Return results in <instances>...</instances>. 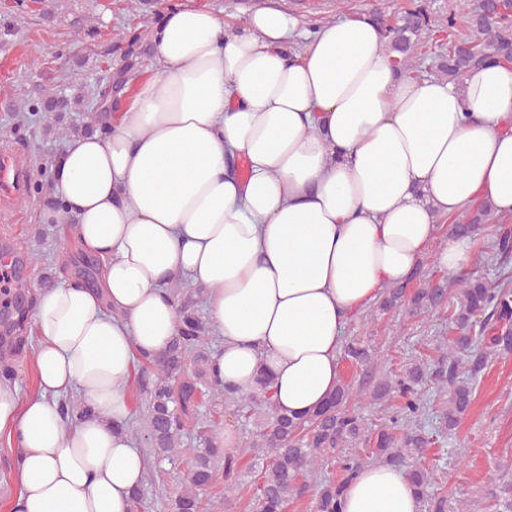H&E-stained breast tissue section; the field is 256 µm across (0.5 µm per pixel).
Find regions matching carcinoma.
I'll return each instance as SVG.
<instances>
[{
    "instance_id": "carcinoma-1",
    "label": "carcinoma",
    "mask_w": 512,
    "mask_h": 512,
    "mask_svg": "<svg viewBox=\"0 0 512 512\" xmlns=\"http://www.w3.org/2000/svg\"><path fill=\"white\" fill-rule=\"evenodd\" d=\"M374 21L379 25L386 47L402 55L396 64L408 68L414 50L425 34L424 47L438 48V72L450 82L460 83L467 73L495 60H512V0H450L448 12L430 16L428 0H412V7L392 16L390 0H382ZM87 94L52 95L41 105L48 124L44 133L61 135L89 129V126L62 125V114L74 112L85 103ZM494 220L488 210L467 213L452 221L450 232L477 237L483 225ZM503 260L512 256V229L500 225L494 242ZM417 288L408 285L384 290L378 309L382 312L404 309L418 315L447 301L448 332L439 338V352L433 366L417 359L394 375L378 378L369 391L371 403L383 416L372 428L349 407L353 387L342 381L327 404L306 418L290 417L277 409L266 377L259 380L260 392L229 395L213 380L210 371L214 354L210 328L185 286L171 288L174 301L181 302L178 336L159 359H140V390L146 394L143 422L134 433L142 434L155 462L176 463L184 454L192 456L188 485L166 499L165 512H202L199 491L224 483V501L237 489L236 481L246 460L260 461L259 478L252 491V512H288V505L311 500V512H340L345 485L375 459L388 466L403 467L428 512H470L466 499L448 503L431 492V472L421 463L426 450L436 443L434 433L425 430L428 402L422 385L432 378L449 388L438 429L444 434L455 429L469 410L479 374L488 355L512 353V275L503 274L495 282L472 272L440 281L418 272ZM4 305L18 318L8 334L0 338V378H11L7 356L21 351L25 310L10 298ZM344 357L364 366L378 361L374 349L360 339H351ZM215 407L233 406L249 411V418L262 419L256 432L249 434L236 454L224 450L217 436L218 427L199 419V400ZM194 437L197 447H184L183 439ZM338 461L339 479L323 477L320 470L328 461ZM505 465L497 466L483 488L493 512H512V478Z\"/></svg>"
}]
</instances>
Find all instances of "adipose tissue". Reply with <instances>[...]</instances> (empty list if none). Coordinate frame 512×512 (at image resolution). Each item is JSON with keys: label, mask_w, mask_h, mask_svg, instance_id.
<instances>
[{"label": "adipose tissue", "mask_w": 512, "mask_h": 512, "mask_svg": "<svg viewBox=\"0 0 512 512\" xmlns=\"http://www.w3.org/2000/svg\"><path fill=\"white\" fill-rule=\"evenodd\" d=\"M151 39L149 76H127L101 131L68 136L50 167L40 222L102 267L95 283L36 289V390L0 381L18 450L8 512H127L145 479L128 381L177 334L171 285L203 286L221 385L248 393L267 376L278 407L304 416L339 385L345 329L385 288L429 254L451 274L474 264V239L439 240L440 222L512 215V63L457 85L395 67L370 19L310 36L277 9L229 32L184 4ZM71 396L86 414H61ZM341 512L421 504L404 470L372 465Z\"/></svg>", "instance_id": "adipose-tissue-1"}]
</instances>
